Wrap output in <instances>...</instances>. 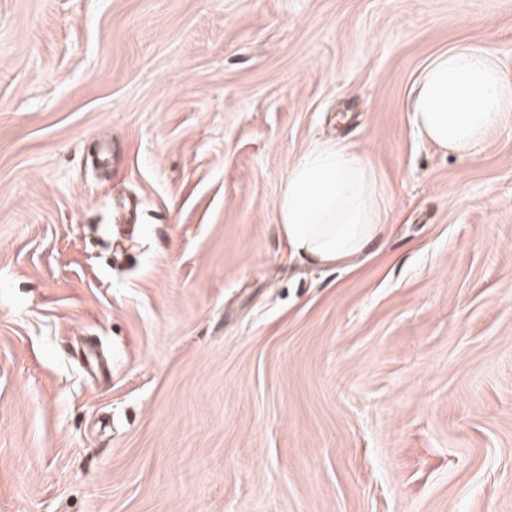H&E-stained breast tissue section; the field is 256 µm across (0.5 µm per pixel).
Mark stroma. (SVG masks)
<instances>
[{
    "label": "stroma",
    "mask_w": 512,
    "mask_h": 512,
    "mask_svg": "<svg viewBox=\"0 0 512 512\" xmlns=\"http://www.w3.org/2000/svg\"><path fill=\"white\" fill-rule=\"evenodd\" d=\"M512 0H0V512H512V123L409 122ZM340 136L390 231L292 260Z\"/></svg>",
    "instance_id": "stroma-1"
}]
</instances>
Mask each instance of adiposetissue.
I'll return each mask as SVG.
<instances>
[{"mask_svg": "<svg viewBox=\"0 0 512 512\" xmlns=\"http://www.w3.org/2000/svg\"><path fill=\"white\" fill-rule=\"evenodd\" d=\"M411 125L437 148L472 155L512 120V77L487 51L458 46L420 73ZM275 211L292 257L315 267L342 265L388 229L389 210L367 158L342 140L310 148L289 170Z\"/></svg>", "mask_w": 512, "mask_h": 512, "instance_id": "adipose-tissue-1", "label": "adipose tissue"}]
</instances>
